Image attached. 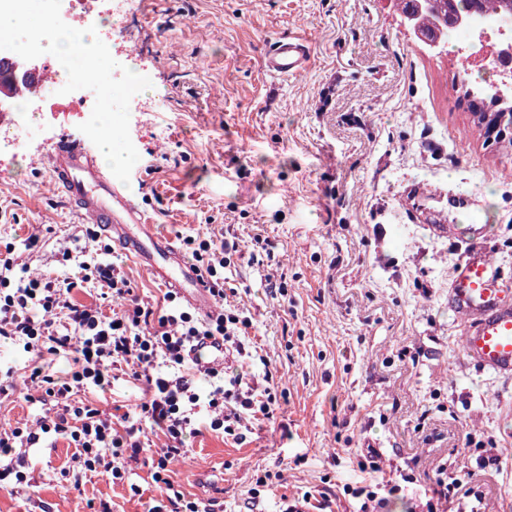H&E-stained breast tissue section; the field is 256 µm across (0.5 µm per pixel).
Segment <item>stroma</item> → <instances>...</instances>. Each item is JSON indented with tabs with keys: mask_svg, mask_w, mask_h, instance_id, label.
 I'll return each mask as SVG.
<instances>
[{
	"mask_svg": "<svg viewBox=\"0 0 512 512\" xmlns=\"http://www.w3.org/2000/svg\"><path fill=\"white\" fill-rule=\"evenodd\" d=\"M119 36L133 40L142 94L164 111L135 113L137 158L122 175L159 233L267 238L270 259L238 260L228 304L250 309L256 359L230 369L271 373L283 395L273 419L245 443L203 431L172 478L224 512H279L282 496L324 493L334 512H356L344 484L356 455L375 446L385 474L471 472L488 512H512V377L467 363L463 328L448 307L457 246L435 227L456 223L449 193L482 198L483 244L512 299V154L485 144L459 94L453 53H431L387 0H129ZM307 37V70L262 67L278 35ZM73 126L48 129L26 155L0 160V241L38 235L22 252L32 271L63 277L58 249L84 246L77 214L42 157ZM431 201L415 199L417 185ZM286 296L264 292L267 276ZM499 460L479 468L477 442ZM64 440L31 449L35 493L0 489V512H146L158 491L147 467L130 483L94 476L74 486ZM274 480L251 500L258 476ZM141 495H132L131 485Z\"/></svg>",
	"mask_w": 512,
	"mask_h": 512,
	"instance_id": "1",
	"label": "stroma"
}]
</instances>
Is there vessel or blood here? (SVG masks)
I'll return each instance as SVG.
<instances>
[{
  "label": "vessel or blood",
  "mask_w": 512,
  "mask_h": 512,
  "mask_svg": "<svg viewBox=\"0 0 512 512\" xmlns=\"http://www.w3.org/2000/svg\"><path fill=\"white\" fill-rule=\"evenodd\" d=\"M310 59L308 40L289 34L267 46L262 64L268 73L288 77L303 73ZM48 164L58 191L84 223L99 227L196 312L206 315L214 310V298L200 271L172 238L157 232L153 214L127 193L124 181L113 179L82 145L66 140L55 146ZM438 230L464 248L448 286V306L464 325L466 358L481 370L512 377V301L504 300L497 266L481 246L482 225L442 224ZM190 358L200 370L223 372L222 339H200Z\"/></svg>",
  "instance_id": "obj_1"
}]
</instances>
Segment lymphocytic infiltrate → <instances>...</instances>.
Here are the masks:
<instances>
[{
	"label": "lymphocytic infiltrate",
	"mask_w": 512,
	"mask_h": 512,
	"mask_svg": "<svg viewBox=\"0 0 512 512\" xmlns=\"http://www.w3.org/2000/svg\"><path fill=\"white\" fill-rule=\"evenodd\" d=\"M86 237L88 246L76 250L68 276L60 280L31 274L27 264L19 262L15 243H7L0 252V343L30 354L27 399L41 406L34 424L0 427V488L35 486L26 451L52 434L74 447L76 479L94 473L121 481L130 463L146 459L159 489L147 512H215L212 504L188 497L175 485L168 475L170 463L184 455L187 438L198 434L202 423L214 433L241 441V426L270 419L278 397L274 387L255 385L240 375L208 376L209 388L204 391L187 370L185 351L201 336L220 337L232 356L249 355L245 338L253 326L251 313L222 304L224 272L238 246L211 237L183 240L220 303L217 314L204 321L184 307L176 293H166L159 306L138 298L127 272L111 262V244L94 230ZM90 282L100 286L96 302L76 301L73 291ZM115 299L123 300V307L106 311V304ZM61 354L71 371L58 379L50 374L47 359ZM120 374L145 394L135 411L114 418L79 400V392L110 389ZM149 428L160 432V448L147 441ZM378 459L376 450L368 449L357 462L364 480L344 487L356 499L357 512H385L389 498L415 481L414 474L405 472L396 479L373 480V472L380 469ZM483 509L481 493L470 483L449 478L442 466L432 485L416 497L414 512Z\"/></svg>",
	"instance_id": "obj_1"
}]
</instances>
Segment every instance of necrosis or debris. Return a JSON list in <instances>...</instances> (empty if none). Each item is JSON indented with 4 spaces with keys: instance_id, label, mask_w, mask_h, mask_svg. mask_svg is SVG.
Segmentation results:
<instances>
[{
    "instance_id": "4bbe7bcc",
    "label": "necrosis or debris",
    "mask_w": 512,
    "mask_h": 512,
    "mask_svg": "<svg viewBox=\"0 0 512 512\" xmlns=\"http://www.w3.org/2000/svg\"><path fill=\"white\" fill-rule=\"evenodd\" d=\"M47 23L37 29L23 28L0 38V57L20 64H34L44 76L37 102L41 126L29 120L24 103L28 97L23 84L0 95V112L11 113L13 144L31 142L40 127L75 124L89 130L92 139H112L123 134L126 125L122 111L102 112L98 105L102 92L118 84L127 92L136 85L130 72L104 76L95 65L112 50V31L118 19L128 12V0H43ZM459 36L457 52L471 59L474 68L488 71L495 90L512 93V16L493 10L466 17L455 29ZM76 39V53L49 55V44L60 35Z\"/></svg>"
}]
</instances>
